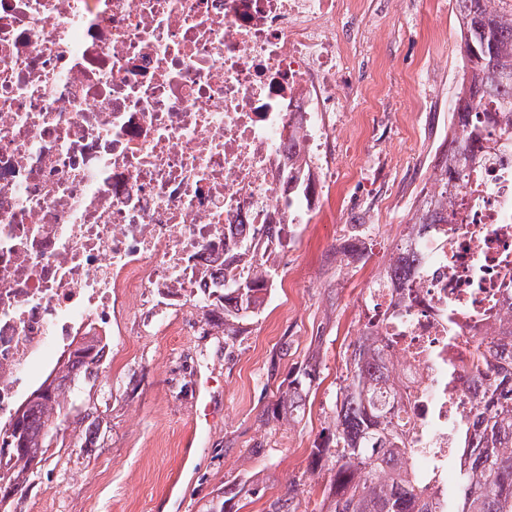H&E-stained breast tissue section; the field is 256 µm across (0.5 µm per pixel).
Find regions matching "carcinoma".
<instances>
[{"label":"carcinoma","instance_id":"carcinoma-1","mask_svg":"<svg viewBox=\"0 0 512 512\" xmlns=\"http://www.w3.org/2000/svg\"><path fill=\"white\" fill-rule=\"evenodd\" d=\"M460 28V79L451 113L448 152L437 168L438 192L426 195L412 218L417 235L448 223V209L467 187L473 157L489 140L501 118H512V0H454ZM483 113V120L476 113ZM290 195L286 207L306 197L310 171H286ZM419 262L417 250L395 248L385 273L408 278ZM276 269L256 260L253 276L224 282L210 302L224 314V336L236 335L239 322L258 315L272 288ZM512 348V320H503L489 346L477 350L472 376L480 386L474 415L463 424V445L448 458L454 480L435 486L419 479L409 448L389 420L382 394L393 379L378 336L368 326L345 362V378L330 407L331 425L324 442L313 449L312 465L330 462V485L320 512H512V364L504 366L497 347ZM71 367L44 381L22 405L7 435L11 472L0 485L22 496L35 483L41 463L57 440L58 427L71 419L84 421L94 412L84 395L103 368V347L92 337L70 354ZM316 380L310 369L288 383L280 403L298 407ZM248 480L226 485L205 505V512H232V501L248 492ZM298 489L289 483L268 512H297Z\"/></svg>","mask_w":512,"mask_h":512}]
</instances>
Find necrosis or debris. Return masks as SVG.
Segmentation results:
<instances>
[{
	"label": "necrosis or debris",
	"mask_w": 512,
	"mask_h": 512,
	"mask_svg": "<svg viewBox=\"0 0 512 512\" xmlns=\"http://www.w3.org/2000/svg\"><path fill=\"white\" fill-rule=\"evenodd\" d=\"M344 0H0V433L79 340L163 323L275 260L289 146L335 149ZM404 287L366 293L403 398L390 409L448 469L476 346L512 313V149L474 163Z\"/></svg>",
	"instance_id": "1"
}]
</instances>
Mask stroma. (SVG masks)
<instances>
[{
	"instance_id": "1",
	"label": "stroma",
	"mask_w": 512,
	"mask_h": 512,
	"mask_svg": "<svg viewBox=\"0 0 512 512\" xmlns=\"http://www.w3.org/2000/svg\"><path fill=\"white\" fill-rule=\"evenodd\" d=\"M336 35L352 56L346 80L359 89L340 101L354 165L338 182L330 167L316 169L323 191L275 261L259 318L239 324L230 342L223 315L195 304L153 328L131 319L91 391L100 411L93 446L83 445L85 427H62L65 449L45 462L15 512H202L243 475L254 491L236 498L238 512H266L290 480L297 512H317L330 475L312 468L311 451L331 422L364 289L388 267L448 148L461 64L451 0H350ZM369 156L367 178L360 163ZM380 219L387 230L366 239L364 259L343 253L342 226ZM311 362L320 374L304 414L268 419ZM200 378L220 407L193 404ZM192 422L203 432L186 455ZM256 446L265 455H254Z\"/></svg>"
}]
</instances>
